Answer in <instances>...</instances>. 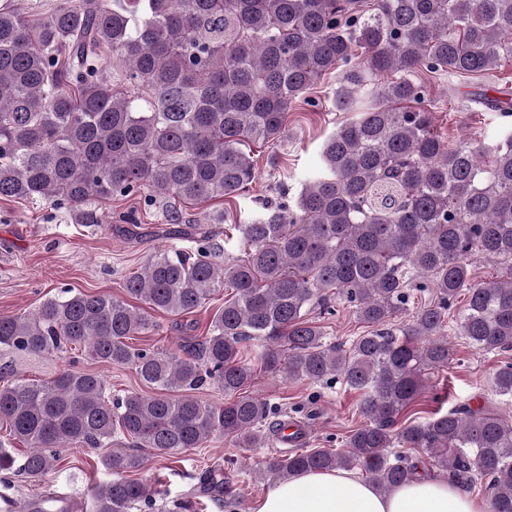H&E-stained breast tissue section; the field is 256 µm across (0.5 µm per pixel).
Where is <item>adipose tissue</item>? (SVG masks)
Here are the masks:
<instances>
[{
	"mask_svg": "<svg viewBox=\"0 0 512 512\" xmlns=\"http://www.w3.org/2000/svg\"><path fill=\"white\" fill-rule=\"evenodd\" d=\"M258 512H489L447 475L430 474L379 492L346 470L300 473L268 488Z\"/></svg>",
	"mask_w": 512,
	"mask_h": 512,
	"instance_id": "ef3b65f1",
	"label": "adipose tissue"
}]
</instances>
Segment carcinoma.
<instances>
[{"label":"carcinoma","mask_w":512,"mask_h":512,"mask_svg":"<svg viewBox=\"0 0 512 512\" xmlns=\"http://www.w3.org/2000/svg\"><path fill=\"white\" fill-rule=\"evenodd\" d=\"M109 52L121 64L110 80ZM504 57L512 0H62L44 17L0 6V199L99 224L114 197L147 208L160 197L171 234L192 242L156 251L126 279L124 299L67 289L0 315L3 349L84 347L155 390L114 395L100 375L73 370L1 387L0 423L29 451L18 460L1 447L0 472L36 482L59 448H108L111 478L90 512L151 508L162 492L130 477L144 462L134 449L166 458L217 433L237 448L278 435V410L243 393L257 362L283 380L360 393L365 420L346 449L279 450L262 476L359 469L386 493L437 469L466 490L486 481L489 512H512V422L466 404L402 421L424 372L448 365V335L512 351V127L488 149H448L424 79L482 77ZM333 71L336 107L357 117L327 138L296 203L233 224L243 258L218 260L212 225L228 213L188 231L187 208L242 196L255 177L249 143L277 146L288 110L315 105L307 93ZM476 256L499 265L496 279L475 282ZM223 290L205 336L175 352L126 343L155 329L149 311L190 314ZM428 290L431 301L402 321ZM462 294L466 309L447 330ZM342 301L370 328L346 348L307 318ZM205 387L227 400L200 398ZM493 387L512 401V361Z\"/></svg>","instance_id":"carcinoma-1"}]
</instances>
